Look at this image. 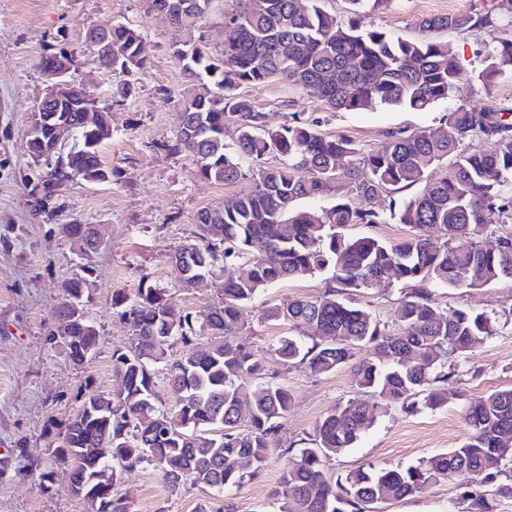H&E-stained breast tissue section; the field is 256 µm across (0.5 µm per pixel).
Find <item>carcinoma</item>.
I'll use <instances>...</instances> for the list:
<instances>
[{
  "label": "carcinoma",
  "mask_w": 512,
  "mask_h": 512,
  "mask_svg": "<svg viewBox=\"0 0 512 512\" xmlns=\"http://www.w3.org/2000/svg\"><path fill=\"white\" fill-rule=\"evenodd\" d=\"M163 2L169 4L174 30L170 49L187 78L180 99L187 124L164 149L194 157L206 180L230 185L248 178L251 186L221 209L200 210L194 239L178 250L184 255L183 285L189 289L204 276L216 279L220 301L186 312L172 293L150 286L132 299L113 297L112 305L123 308L132 324L130 345L112 354L120 391L110 405L102 393H85L79 406L91 412L47 428L55 438L72 431L66 449L78 460L73 481L79 490L71 493L89 512H130L126 498L99 478L109 468L115 483L126 471L150 467L173 488L190 479L218 494L261 473L291 395L276 382L247 389L246 381L261 372V364L251 348L230 340L242 333L241 307L261 290L328 274L322 295L263 312L264 320L315 332L309 343L283 336L272 353L284 365L304 364L319 375L349 366L360 388L412 413L420 406L442 407L444 385L456 376L446 370L448 354L466 355L496 334L484 313L438 308L431 285L475 289L512 277V234L483 241L499 225L512 223V121L505 113L460 104L445 114L448 134L393 130L384 145L356 161L360 149L354 141L325 136L297 115L271 128L265 113L241 94L245 86L280 81L296 91L318 88L330 112H358L376 104L423 111L457 96L461 72L458 55L428 34L493 26V10L423 17L415 26L427 37L406 39L354 21L346 24L324 10L321 0H239L236 9L223 13L232 31L214 53L204 23L215 0ZM142 44L141 27L114 21L106 43L85 40L78 49L58 52L69 55L74 67L90 61L130 77L147 64ZM485 59L477 75L481 83L511 79L512 38L500 39ZM88 94L83 85L72 84L29 137L28 151L34 154L52 142L56 125L74 131L63 160L48 174L51 188L111 175L100 157L111 133L85 126L78 108ZM230 128L235 139L228 145L224 136ZM466 139L489 142L491 149H466ZM273 153L282 163L264 165ZM301 170L309 176H301ZM412 187L418 188L414 196L400 202L394 197ZM328 192L336 193L329 208L297 207L302 199ZM385 194L390 196L387 215L370 206ZM354 196L368 206H355ZM388 217L409 227L410 234L397 241L346 234L350 226L384 224ZM211 224L222 230V238H208ZM430 226L441 241L421 234ZM62 232L81 256L86 225L65 224ZM255 241L265 246L257 256L248 252ZM383 278L410 288L397 310L395 332L343 298ZM85 292L86 277L77 274L65 282L56 330L50 333L73 362L77 353L97 344L93 323L62 321L69 304ZM176 343L184 351L172 359L169 348ZM362 347L373 348L374 356L356 360ZM161 381L176 396L172 412L158 399ZM378 409L376 400L353 399L323 416L282 470L274 493L278 512H365L380 502L416 497L445 479L457 481L465 512H493L494 498H512V388L492 390L470 403L465 414L470 433L457 447L416 465L357 470L331 480L327 460L352 447L373 426ZM107 432L112 433L108 458L100 452ZM482 470L494 490L466 483L469 473Z\"/></svg>",
  "instance_id": "cac0c4a2"
}]
</instances>
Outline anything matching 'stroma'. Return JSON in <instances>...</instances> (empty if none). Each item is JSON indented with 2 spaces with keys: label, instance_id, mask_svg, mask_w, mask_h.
I'll use <instances>...</instances> for the list:
<instances>
[{
  "label": "stroma",
  "instance_id": "35a3bbf8",
  "mask_svg": "<svg viewBox=\"0 0 512 512\" xmlns=\"http://www.w3.org/2000/svg\"><path fill=\"white\" fill-rule=\"evenodd\" d=\"M486 0H392L385 9L362 13L361 25L420 38L417 18L483 8ZM493 27L441 32L437 38L459 54L464 66L463 100L485 109L512 108V79L484 87L475 78L496 38L512 35V11L496 12ZM111 21L141 26L147 65L132 79L107 74L92 63L72 71L73 82L96 89L108 107L112 136L101 148V160L112 180L94 184L74 180L47 191L44 168L28 154L29 118L48 87L38 61L52 48L81 43L86 27ZM172 28L161 15L145 12L144 0H0V512H87L68 488V471L50 454L49 423L64 421L86 388L116 389L112 354L131 338L129 317L112 305L113 295L134 296L152 286L174 294L178 307L196 311L217 298V284L181 287L173 255L189 242L197 212L217 208L225 198L248 188V181L222 185L201 179L186 153L170 154L163 142L180 123L177 99L185 86L180 64L169 44ZM243 95L269 125L280 126L292 114L316 123L328 136L353 140L361 151L381 147L388 131L439 128L453 101L414 112L377 106L361 112L327 111L316 89L293 90L283 83L249 85ZM100 224L105 242L87 259H79L61 227ZM85 272L92 295L84 306L98 332L92 358L73 364L63 348L49 342L56 323L61 287L74 273ZM324 276L273 285L242 310L245 329L239 343L249 346L264 366L265 377L286 386L292 402L262 474L223 495L228 512H276L273 493L287 462L286 448L312 434L336 404L363 397L351 367L317 375L302 365H284L271 347L291 335L288 325L262 320L263 310L302 297L322 295ZM440 309L464 308L486 313L500 325L468 357L449 356L456 371L448 383L442 409L414 414L391 405L354 448L326 467L337 478L353 470L407 467L458 446L468 434L465 410L473 399L512 387V278L477 289L433 288ZM405 289L384 282L351 293L356 304L393 322ZM53 473V487H36L30 464ZM130 499L131 512H195L207 488L189 482L168 486L152 469L124 473L117 486ZM455 482L443 481L420 496L377 505V512H456Z\"/></svg>",
  "mask_w": 512,
  "mask_h": 512
}]
</instances>
